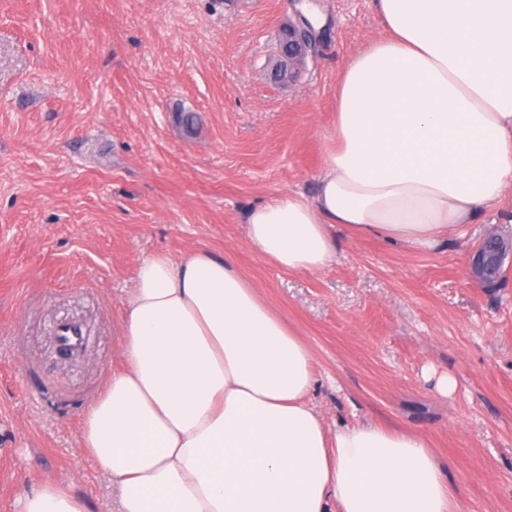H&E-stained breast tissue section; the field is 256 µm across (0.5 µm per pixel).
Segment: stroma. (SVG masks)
I'll list each match as a JSON object with an SVG mask.
<instances>
[{"label": "stroma", "instance_id": "1", "mask_svg": "<svg viewBox=\"0 0 512 512\" xmlns=\"http://www.w3.org/2000/svg\"><path fill=\"white\" fill-rule=\"evenodd\" d=\"M301 2L0 0V512L45 479L116 512L83 415L120 365L141 260L200 247L233 255L312 349L328 428L416 434L457 512H512V194L430 250L337 231L321 272L248 243L251 208L313 192L339 78L385 32L375 0H311L315 52L276 85L267 64ZM492 236L509 245L493 286L473 267ZM64 319L83 354L57 346Z\"/></svg>", "mask_w": 512, "mask_h": 512}]
</instances>
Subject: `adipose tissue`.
<instances>
[{
	"label": "adipose tissue",
	"instance_id": "adipose-tissue-1",
	"mask_svg": "<svg viewBox=\"0 0 512 512\" xmlns=\"http://www.w3.org/2000/svg\"><path fill=\"white\" fill-rule=\"evenodd\" d=\"M377 8L386 34L339 80L313 195L247 216L250 246L281 269L328 268L338 229L434 248L512 189V0ZM120 329L121 366L80 436L118 512H456L419 436L325 427L313 351L233 257L144 259ZM19 503L88 512L52 480Z\"/></svg>",
	"mask_w": 512,
	"mask_h": 512
}]
</instances>
